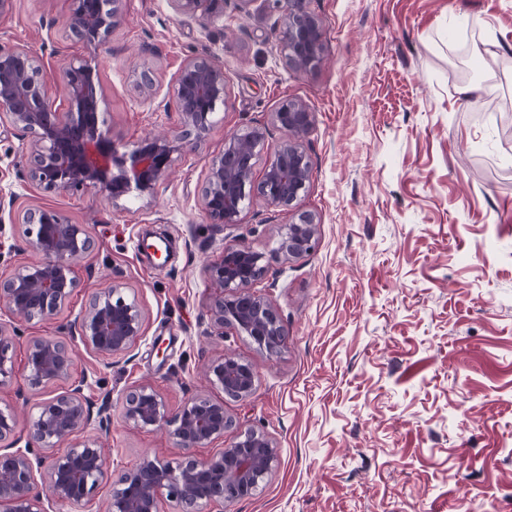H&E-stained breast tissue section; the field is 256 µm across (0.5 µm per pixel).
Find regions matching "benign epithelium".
Listing matches in <instances>:
<instances>
[{
  "instance_id": "1",
  "label": "benign epithelium",
  "mask_w": 512,
  "mask_h": 512,
  "mask_svg": "<svg viewBox=\"0 0 512 512\" xmlns=\"http://www.w3.org/2000/svg\"><path fill=\"white\" fill-rule=\"evenodd\" d=\"M173 10L205 24L224 13V0H169ZM278 43L289 66L299 71L315 68L321 60L319 25L303 8V0H282ZM122 0H72L65 21L70 34L98 45L122 24ZM60 78L68 90L69 110L59 111L46 97L48 73L42 59L27 48L0 47V124L31 137L28 177L46 190L98 188L116 202L136 189L152 195L169 177L174 154L184 146L205 140L224 104V69L213 60L192 57L184 61L175 83V102L181 116L175 133L149 132L130 149L119 147L99 124L103 91L96 71L81 61L67 64ZM313 115L301 102L288 100L271 113V123L285 135L256 181L253 173L266 129L251 127L224 140L212 158L200 194L205 215L213 224L239 223L244 202L263 198L268 205L291 209L307 188L311 165L300 144ZM26 248L41 256L38 262H19L0 276V309L13 319L33 321L61 313L78 287L74 267L95 247L88 227L73 224L54 208H31L22 213ZM317 222L309 212H297L281 236L277 252L288 260L315 245ZM264 256L235 243H226L206 272L217 287L209 308V329L229 328L248 336L259 348L278 353L287 344L279 314L266 298L251 289L265 273ZM72 336L31 340L25 367L32 386L70 382L67 390L40 402L28 420L25 447H18L17 415L0 407V512H50L46 505L82 503L105 485L110 488V512H161L167 498L182 512H204L249 498L278 461L277 448L265 435L232 419L224 401L209 396L187 399L172 414L147 385L127 390L124 417L136 427L171 428L184 450L175 465L145 457L117 475L105 464L93 439L58 451L76 433L92 425L101 432L112 425V403L102 399L93 407L83 384L72 380L76 345L81 342L105 359L125 355L143 334V315L137 299L119 283L93 294ZM14 336L0 323V385L14 368ZM209 383L225 396H251L257 370L248 360L223 355L206 371ZM230 429L237 441L217 453L198 458L193 449L224 439ZM46 468L39 491L37 473Z\"/></svg>"
}]
</instances>
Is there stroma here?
<instances>
[{
    "label": "stroma",
    "mask_w": 512,
    "mask_h": 512,
    "mask_svg": "<svg viewBox=\"0 0 512 512\" xmlns=\"http://www.w3.org/2000/svg\"><path fill=\"white\" fill-rule=\"evenodd\" d=\"M322 32L318 67H288L274 29L279 0H224L202 24L169 0H124L125 22L91 48L70 37L69 0H13L0 44L43 53L48 100L67 104L58 72L82 59L103 90L100 118L132 147L177 129L174 86L189 57L223 65L227 95L205 141L184 147L154 195L111 201L89 187L45 191L27 176L28 135L0 131V235L23 248L18 216L52 207L88 225L95 249L74 268L78 286L59 315L8 320L14 370L0 404L26 423L67 388L31 386L35 337L68 335L90 295L112 282L137 298L144 334L122 357L77 349L75 377L97 400L112 394V428H87L119 472L149 456H183L163 430L126 422L128 388L150 385L177 412L196 394L223 398L203 368L225 354L252 362V395L227 412L265 434L278 463L249 498L224 512H512V0H303ZM153 85L141 87L142 66ZM496 88L476 92L486 67ZM307 105L312 176L296 202L315 215L306 255L276 251L290 214L260 198L234 226L210 223L199 189L235 132L267 135L263 173L283 134L270 114ZM263 253L255 283L278 312L288 345L269 354L246 336H208L215 287L205 273L227 239ZM162 343L164 355L154 345Z\"/></svg>",
    "instance_id": "obj_1"
}]
</instances>
